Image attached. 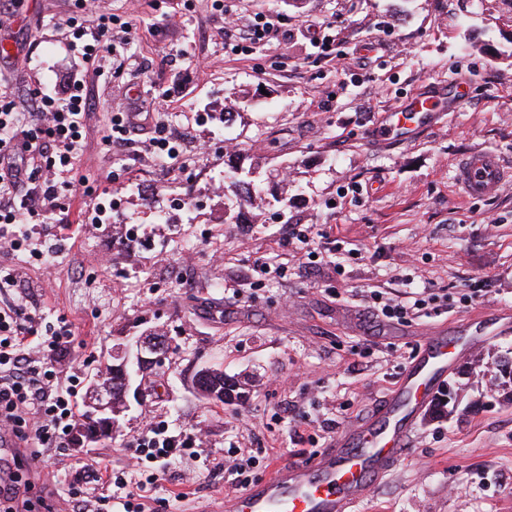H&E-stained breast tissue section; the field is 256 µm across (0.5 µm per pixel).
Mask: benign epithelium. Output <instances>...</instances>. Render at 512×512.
Here are the masks:
<instances>
[{"mask_svg": "<svg viewBox=\"0 0 512 512\" xmlns=\"http://www.w3.org/2000/svg\"><path fill=\"white\" fill-rule=\"evenodd\" d=\"M135 347L136 350L133 353L124 345L116 347L112 353V363L105 366V370L113 374L118 372L121 375V386L118 389L121 406H112V398L102 391V376L94 375L90 378L89 414L100 421L101 429L84 436H77L76 448H91L103 436L112 435L120 428L121 420L130 407L129 397L138 396V391L132 390L135 376L146 365L163 359L166 339L149 332L138 337Z\"/></svg>", "mask_w": 512, "mask_h": 512, "instance_id": "7a95c632", "label": "benign epithelium"}]
</instances>
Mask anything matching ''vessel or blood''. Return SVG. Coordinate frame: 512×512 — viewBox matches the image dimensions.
I'll return each mask as SVG.
<instances>
[{
	"instance_id": "1",
	"label": "vessel or blood",
	"mask_w": 512,
	"mask_h": 512,
	"mask_svg": "<svg viewBox=\"0 0 512 512\" xmlns=\"http://www.w3.org/2000/svg\"><path fill=\"white\" fill-rule=\"evenodd\" d=\"M511 178L512 168L486 149L470 151L457 167V182L468 196L497 195ZM456 355L453 338L428 339L366 424L346 430L332 447L310 458L276 466L266 479L221 500L212 512H354L407 452L418 416L431 406ZM19 451L12 433H0V478L9 477Z\"/></svg>"
}]
</instances>
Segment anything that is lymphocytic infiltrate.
I'll return each mask as SVG.
<instances>
[{
    "instance_id": "obj_1",
    "label": "lymphocytic infiltrate",
    "mask_w": 512,
    "mask_h": 512,
    "mask_svg": "<svg viewBox=\"0 0 512 512\" xmlns=\"http://www.w3.org/2000/svg\"><path fill=\"white\" fill-rule=\"evenodd\" d=\"M92 0H74L69 18V47L84 70L96 69L110 51L113 24L129 30L133 21L116 22L99 14ZM93 110L84 80L67 77L62 96L48 89L30 88L27 101L0 93V225H17L10 240L13 250L48 261L52 249L31 241L23 224L43 213L62 208L64 196L89 197L94 188L80 173L76 160L84 147L87 120ZM41 317L23 301L0 306V430L22 431L32 464H39L50 446L69 438L80 418L78 376L70 361L75 340L73 325L60 320L50 335L40 332ZM201 440L199 429L167 434L149 426L133 440L137 467L169 460L178 451ZM85 469L102 476L111 496L90 497L77 486L68 496L77 512H146L142 494L124 476L114 474L103 459L85 462Z\"/></svg>"
}]
</instances>
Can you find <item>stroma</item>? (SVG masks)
Segmentation results:
<instances>
[{"instance_id": "stroma-1", "label": "stroma", "mask_w": 512, "mask_h": 512, "mask_svg": "<svg viewBox=\"0 0 512 512\" xmlns=\"http://www.w3.org/2000/svg\"><path fill=\"white\" fill-rule=\"evenodd\" d=\"M71 0H22L0 29V84L23 96L55 88L76 68L67 49ZM99 10L133 19L113 28V55L93 82L98 110L77 164L100 189L68 212L29 227L54 244L52 273L0 240V305L22 299L55 326L74 325L79 393L110 362L112 346L157 329L172 346L143 377L113 439L79 452H50L40 474L27 457L15 471L27 512H71L66 489L107 487L84 461L125 471L146 424L200 428L201 446L157 471L152 512H200L238 494L224 481L226 458H254L250 482L328 447L369 419L416 357L424 337L467 321L480 342L447 380L466 413L423 414L411 446L360 512H512V401L494 360L512 351V182L491 198L466 197L456 181L462 156L495 151L512 166V0H100ZM281 17L287 36L236 51L224 17ZM331 38L314 59V40ZM124 64L121 83L113 62ZM466 97L455 111L380 136L412 98ZM168 94L167 110L151 112ZM148 110L118 150L106 142L113 114ZM236 119L225 125L224 114ZM182 138L176 163L147 145L156 123ZM253 169L258 205L224 185L225 165ZM124 170L120 210L107 202L108 175ZM168 211L167 222L155 219ZM238 223L228 224L225 214ZM310 228L303 245L288 227ZM136 228L130 239L128 228ZM266 262L268 273L255 269ZM407 321L375 317L376 303L412 306ZM202 364L222 366L242 399H201L190 383Z\"/></svg>"}]
</instances>
